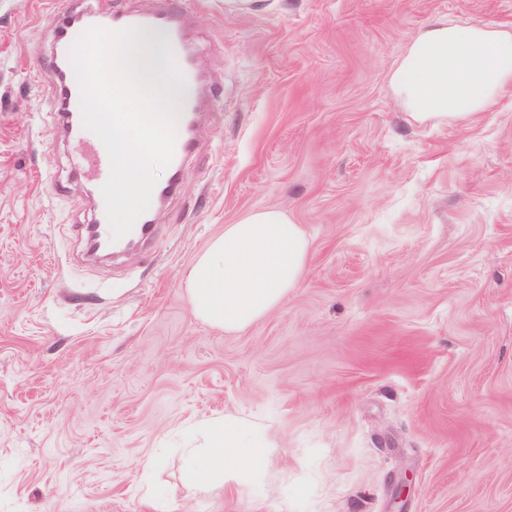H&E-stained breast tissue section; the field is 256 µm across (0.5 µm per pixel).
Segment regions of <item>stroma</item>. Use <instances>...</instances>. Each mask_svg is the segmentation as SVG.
Returning a JSON list of instances; mask_svg holds the SVG:
<instances>
[{
	"mask_svg": "<svg viewBox=\"0 0 512 512\" xmlns=\"http://www.w3.org/2000/svg\"><path fill=\"white\" fill-rule=\"evenodd\" d=\"M188 7L224 103L152 246L94 261L38 73L53 0H0V512H512V86L421 123L387 82L420 28L512 30V0ZM267 207L306 271L227 334L187 272ZM227 414L271 443L262 486L194 492L188 427Z\"/></svg>",
	"mask_w": 512,
	"mask_h": 512,
	"instance_id": "obj_1",
	"label": "stroma"
}]
</instances>
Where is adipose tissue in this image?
<instances>
[{
  "label": "adipose tissue",
  "instance_id": "ef3b65f1",
  "mask_svg": "<svg viewBox=\"0 0 512 512\" xmlns=\"http://www.w3.org/2000/svg\"><path fill=\"white\" fill-rule=\"evenodd\" d=\"M387 81L421 122L467 121L512 85V31L485 24L436 22L419 29ZM309 240L279 209L265 208L225 225L196 260L187 287L195 315L235 333L277 308L305 272ZM203 443L185 468L200 491L255 482L268 465L265 435L234 417L199 422Z\"/></svg>",
  "mask_w": 512,
  "mask_h": 512
}]
</instances>
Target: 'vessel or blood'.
I'll return each mask as SVG.
<instances>
[{"label": "vessel or blood", "mask_w": 512, "mask_h": 512, "mask_svg": "<svg viewBox=\"0 0 512 512\" xmlns=\"http://www.w3.org/2000/svg\"><path fill=\"white\" fill-rule=\"evenodd\" d=\"M189 17L185 0H160L147 11H132L114 7L112 0H59L53 13V46L47 65L52 74L50 100L59 118L62 132L74 145L72 169L77 175L92 174L96 186H103L110 175V162L99 138L84 129L80 112V89L72 79L73 68L69 50L85 29L100 26L111 30L144 28L163 31L175 61L185 79L181 92V115L176 127L174 155L167 182L155 186V199H172L177 195L186 161L197 149V138L191 130L189 114L212 108L221 103L220 78L202 77L195 64V55L183 36ZM155 232L150 213H143L128 233V241L149 245Z\"/></svg>", "instance_id": "obj_1"}]
</instances>
